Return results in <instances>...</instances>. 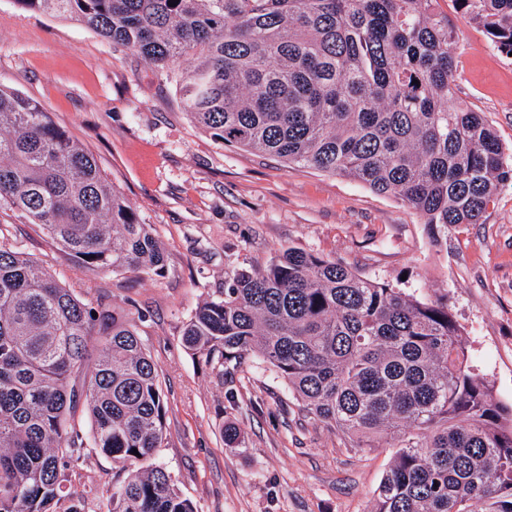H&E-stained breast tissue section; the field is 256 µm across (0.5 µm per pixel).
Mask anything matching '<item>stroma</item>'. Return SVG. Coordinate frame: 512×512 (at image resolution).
Segmentation results:
<instances>
[{
	"instance_id": "35a3bbf8",
	"label": "stroma",
	"mask_w": 512,
	"mask_h": 512,
	"mask_svg": "<svg viewBox=\"0 0 512 512\" xmlns=\"http://www.w3.org/2000/svg\"><path fill=\"white\" fill-rule=\"evenodd\" d=\"M459 35L457 98L485 113L512 153V56L481 27L438 0ZM0 84L48 110L82 143L166 252L161 274L86 272L38 226L0 208V231L40 259L84 301L106 298L131 311L158 364L168 445L158 462L197 512H371L395 453L389 445L350 448L334 427L313 420L267 363L247 357L218 382L181 343L203 300L224 279L262 267L295 247L425 302L448 305L467 365L512 407V187H500L480 223L433 239L400 200L351 179L246 152L195 127L174 84L153 66L73 21L0 0ZM240 433L224 442L225 424ZM120 473L92 452L71 476L84 512H112Z\"/></svg>"
}]
</instances>
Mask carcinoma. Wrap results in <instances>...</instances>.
<instances>
[{
  "instance_id": "cac0c4a2",
  "label": "carcinoma",
  "mask_w": 512,
  "mask_h": 512,
  "mask_svg": "<svg viewBox=\"0 0 512 512\" xmlns=\"http://www.w3.org/2000/svg\"><path fill=\"white\" fill-rule=\"evenodd\" d=\"M15 2L154 65L224 144L393 195L436 234L480 223L512 184L485 114L455 102L458 37L436 0ZM452 2L512 52V0ZM0 205L93 273L165 266L92 153L3 87ZM92 311L0 236V512H84L69 476L96 450L124 472L112 512H195L155 461L168 440L157 364L132 324ZM181 341L221 380L262 359L356 448L392 441L370 512H512V408L466 366L447 304L290 247L225 278Z\"/></svg>"
}]
</instances>
